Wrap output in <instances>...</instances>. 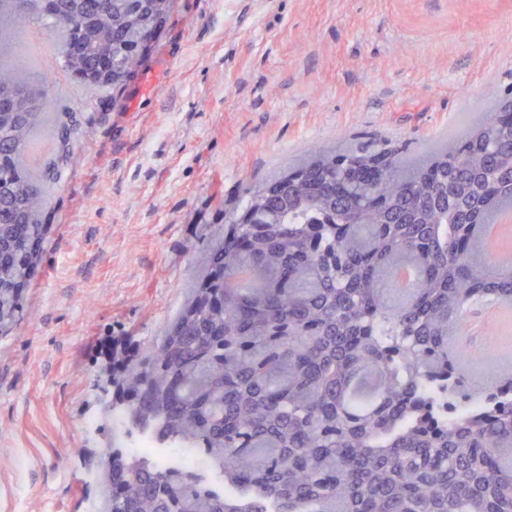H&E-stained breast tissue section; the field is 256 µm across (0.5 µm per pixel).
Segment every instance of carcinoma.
<instances>
[{
    "label": "carcinoma",
    "mask_w": 512,
    "mask_h": 512,
    "mask_svg": "<svg viewBox=\"0 0 512 512\" xmlns=\"http://www.w3.org/2000/svg\"><path fill=\"white\" fill-rule=\"evenodd\" d=\"M174 0H0L58 31L67 72L112 89L138 75ZM48 82L0 64V337L25 319L44 192L23 163ZM84 131L58 129L63 147ZM246 190L162 339L117 344L107 420L202 452L221 485L112 452L95 512H512V378L463 384L448 336L465 311L512 301V271L478 253L512 210V112L406 171L386 142L314 153ZM251 217L248 224L241 216ZM415 280L400 284L397 269Z\"/></svg>",
    "instance_id": "obj_1"
}]
</instances>
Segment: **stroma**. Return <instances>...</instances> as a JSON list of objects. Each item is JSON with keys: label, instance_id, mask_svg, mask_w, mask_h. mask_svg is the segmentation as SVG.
I'll return each instance as SVG.
<instances>
[{"label": "stroma", "instance_id": "obj_1", "mask_svg": "<svg viewBox=\"0 0 512 512\" xmlns=\"http://www.w3.org/2000/svg\"><path fill=\"white\" fill-rule=\"evenodd\" d=\"M0 63L45 77L74 114L27 316L0 338V512H89L82 451L101 430L113 342L165 333L246 186L310 148L388 140L408 162L463 138L512 94V0H175L121 104L76 81L45 21L0 33Z\"/></svg>", "mask_w": 512, "mask_h": 512}]
</instances>
